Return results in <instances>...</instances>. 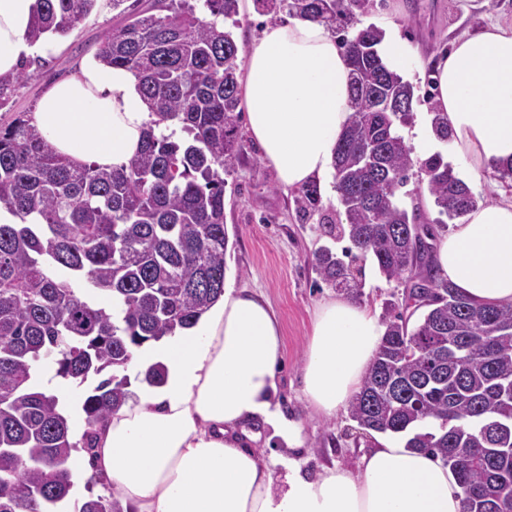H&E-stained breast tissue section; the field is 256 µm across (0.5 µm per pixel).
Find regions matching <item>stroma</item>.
Masks as SVG:
<instances>
[{
    "instance_id": "stroma-1",
    "label": "stroma",
    "mask_w": 512,
    "mask_h": 512,
    "mask_svg": "<svg viewBox=\"0 0 512 512\" xmlns=\"http://www.w3.org/2000/svg\"><path fill=\"white\" fill-rule=\"evenodd\" d=\"M287 18V12L264 13L255 0H239V24L233 33L240 52H247L267 23ZM366 21L381 29H397L410 46L412 60L404 78L413 85L417 100L409 124L402 129L410 141L434 103L431 59L445 55L462 33L479 31L494 22L512 25V0H373ZM123 22L109 0H99L96 9L69 35L55 39L54 50L43 53L42 65L28 67L8 104L0 107V123L19 112H34L42 95L55 83L76 74L85 61L92 59L101 36ZM238 135L242 152L224 188L229 236L224 284L263 293L281 320L285 365L279 376L280 397L288 416L304 424L309 468L334 463L357 470L362 455L374 445L372 434L361 430L349 413L332 418L314 414L307 408L300 386L314 310L337 294L317 274L314 257L328 247L349 263L356 253L349 240L336 239L320 222L321 215L339 210V201L333 198L320 202L314 215L298 211L296 190L279 184L274 171L263 163L246 126H239ZM397 198L406 208H418L421 223L430 225L435 237L453 230L452 221H440L438 209L418 175H411Z\"/></svg>"
}]
</instances>
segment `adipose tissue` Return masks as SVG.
Here are the masks:
<instances>
[{"instance_id": "adipose-tissue-1", "label": "adipose tissue", "mask_w": 512, "mask_h": 512, "mask_svg": "<svg viewBox=\"0 0 512 512\" xmlns=\"http://www.w3.org/2000/svg\"><path fill=\"white\" fill-rule=\"evenodd\" d=\"M37 0H0V74L16 71ZM436 109L472 178L512 164V27L457 37L436 64ZM350 67L322 24L267 25L252 44L242 84L247 130L286 188L327 181L349 123ZM153 117L135 75L95 61L54 85L30 122L57 153L106 168L128 165ZM440 274L472 302L512 303V200L477 204L437 243ZM385 328L368 304L321 302L307 336L302 393L336 416L359 394ZM282 326L261 294L228 288L195 325L136 349L132 366L163 364L160 385L139 383L99 428L87 475L112 487L125 512H463L450 468L377 438L358 472L303 467L301 421L279 402ZM284 445L247 448L254 424Z\"/></svg>"}]
</instances>
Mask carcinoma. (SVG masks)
Masks as SVG:
<instances>
[{"mask_svg":"<svg viewBox=\"0 0 512 512\" xmlns=\"http://www.w3.org/2000/svg\"><path fill=\"white\" fill-rule=\"evenodd\" d=\"M97 2L38 0L26 40L68 35ZM110 2L127 23L103 35L95 60L134 73L154 125H176L181 137L150 128L130 163L112 169L56 153L23 112L0 125V208L19 219L0 223V512H50L66 499L72 452L93 455L96 426L131 395L123 371L133 350L192 325L224 294V176L241 150L232 32L239 0H153L141 11L139 0ZM256 2L323 24L351 66L353 112L334 160L344 218L321 223L348 237L357 258H372L387 281L417 278L432 290L412 327L413 293L385 304L384 338L349 413L362 429L397 436L448 466L453 449H469L452 468L469 490L466 512H506L512 438L505 443L500 432L512 431V304L475 305L434 271L432 252L421 251L428 231L418 208L401 206L397 191L419 168L450 220L477 196L440 156L412 157L398 129L413 112L412 84L382 61L381 30L349 33L370 0ZM40 63L26 59L0 75V106ZM295 203L316 211L317 184L302 187ZM315 270L338 290L364 288L361 270L330 249L319 251ZM79 282L112 298V310L79 295ZM46 359L66 385L111 372L84 399L76 442L59 397L35 383ZM390 381L405 386L391 391ZM110 492L79 512H123Z\"/></svg>","mask_w":512,"mask_h":512,"instance_id":"carcinoma-1","label":"carcinoma"}]
</instances>
